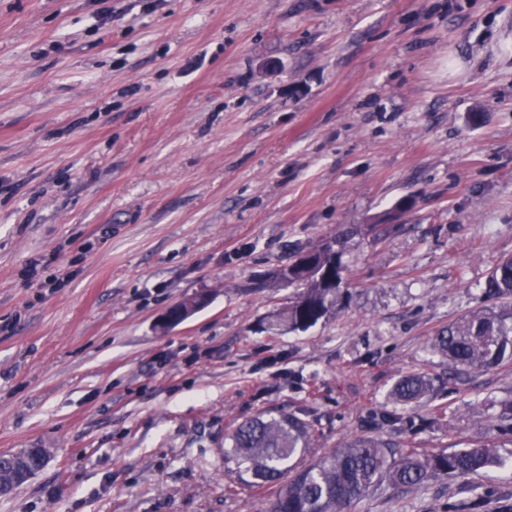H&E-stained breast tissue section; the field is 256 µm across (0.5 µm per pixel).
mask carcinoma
I'll return each instance as SVG.
<instances>
[{
    "label": "carcinoma",
    "mask_w": 512,
    "mask_h": 512,
    "mask_svg": "<svg viewBox=\"0 0 512 512\" xmlns=\"http://www.w3.org/2000/svg\"><path fill=\"white\" fill-rule=\"evenodd\" d=\"M344 241L336 248L316 247L308 252L312 264L299 280L302 288L288 307L285 322L291 331H305L331 315L341 299L346 268L342 264ZM483 294L502 300L489 308L450 324L432 338L433 351L448 359L458 374L488 369L512 360V258L502 260L491 272ZM436 391L435 378L427 373L401 376L388 393L396 404L409 405ZM497 408L487 420V433L512 434V398L493 401ZM305 411L270 413L247 418L227 435L230 447L224 461L235 463L239 481L224 487L237 494L241 486L271 488L264 512H349L350 506L381 488H419L429 480L454 477L473 492L469 501L449 508L479 512L485 499L497 495L493 473L512 469V450L505 453L490 443L474 442L464 448L432 452L423 448H401L373 436H358L318 457L306 459L313 430ZM443 413L404 417L389 412L383 420L391 425L407 424L410 433L443 421Z\"/></svg>",
    "instance_id": "obj_1"
}]
</instances>
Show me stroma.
Masks as SVG:
<instances>
[{"label":"stroma","instance_id":"stroma-1","mask_svg":"<svg viewBox=\"0 0 512 512\" xmlns=\"http://www.w3.org/2000/svg\"><path fill=\"white\" fill-rule=\"evenodd\" d=\"M107 5L0 0V453H50L0 512H263L222 448L264 411L309 409L314 456L484 439L511 360L403 408L446 412L416 437L381 417L400 376L446 379L433 336L512 257V0ZM341 234L349 299L268 331L274 271ZM207 301V295L201 294L195 298L194 302H190L186 306H183V303L174 305L176 306L175 309H168L160 316L157 321L158 328L165 331L168 328L183 322L195 311L203 307Z\"/></svg>","mask_w":512,"mask_h":512}]
</instances>
